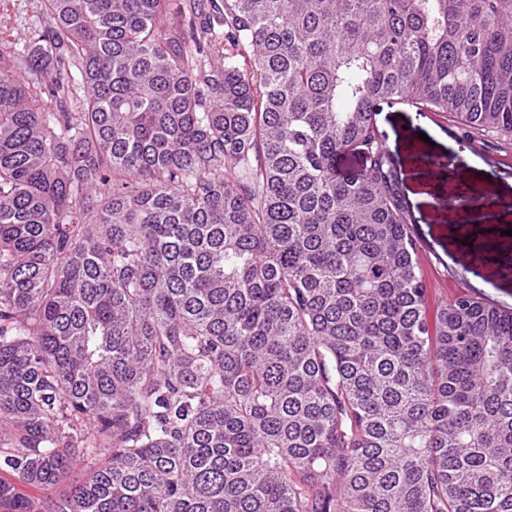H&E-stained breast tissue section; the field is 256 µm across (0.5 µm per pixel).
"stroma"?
<instances>
[{
	"label": "stroma",
	"instance_id": "1",
	"mask_svg": "<svg viewBox=\"0 0 512 512\" xmlns=\"http://www.w3.org/2000/svg\"><path fill=\"white\" fill-rule=\"evenodd\" d=\"M41 22L35 0H0V41L11 42L16 53H24L26 36ZM376 121L412 215L428 312L460 295L512 311V278L501 274L512 267V236L500 232L512 225V136L486 131L472 141L461 118L407 103L382 105ZM440 158L445 166L429 176ZM456 184L465 185L477 208L456 210L448 221L439 203ZM462 230L482 243L481 251L459 247Z\"/></svg>",
	"mask_w": 512,
	"mask_h": 512
}]
</instances>
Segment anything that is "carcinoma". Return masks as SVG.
Segmentation results:
<instances>
[{
  "label": "carcinoma",
  "instance_id": "obj_1",
  "mask_svg": "<svg viewBox=\"0 0 512 512\" xmlns=\"http://www.w3.org/2000/svg\"><path fill=\"white\" fill-rule=\"evenodd\" d=\"M39 10L0 42V512H512V311L428 318L376 123L512 133V0Z\"/></svg>",
  "mask_w": 512,
  "mask_h": 512
}]
</instances>
